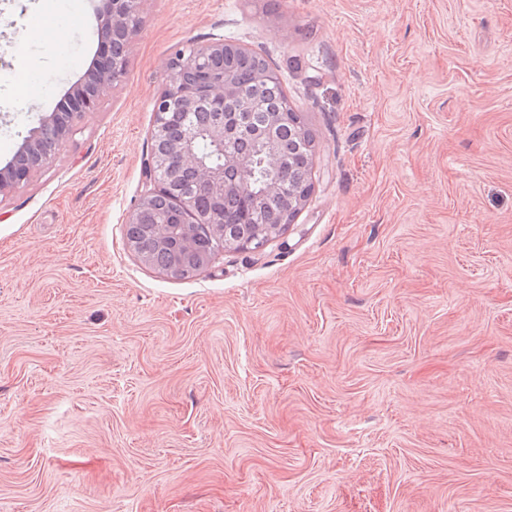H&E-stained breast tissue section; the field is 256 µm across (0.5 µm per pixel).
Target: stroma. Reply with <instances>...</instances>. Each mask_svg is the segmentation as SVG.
<instances>
[{
  "label": "stroma",
  "mask_w": 512,
  "mask_h": 512,
  "mask_svg": "<svg viewBox=\"0 0 512 512\" xmlns=\"http://www.w3.org/2000/svg\"><path fill=\"white\" fill-rule=\"evenodd\" d=\"M101 0H0V167ZM125 76L0 200V512H512V0H142ZM69 30L67 60L34 22ZM274 68L312 193L188 279L129 246L165 63ZM49 88L17 106V63Z\"/></svg>",
  "instance_id": "1"
}]
</instances>
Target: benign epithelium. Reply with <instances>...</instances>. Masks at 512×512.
Here are the masks:
<instances>
[{"label": "benign epithelium", "mask_w": 512, "mask_h": 512, "mask_svg": "<svg viewBox=\"0 0 512 512\" xmlns=\"http://www.w3.org/2000/svg\"><path fill=\"white\" fill-rule=\"evenodd\" d=\"M140 0H107L106 10L100 12L99 39L102 49L86 81L68 92V106L41 118L39 129L23 140L17 154L25 161L12 160L0 167V202L20 183L28 180L51 158L46 148L47 139L53 145L64 143L79 124L84 114L99 109L105 94L125 74L129 53L138 33L137 12ZM245 53L243 46L214 35L204 45L195 46L189 53L178 52L165 65V84L155 104L156 118L151 130L152 151L145 164L146 176L161 178L163 189L179 195L183 189L184 174L195 172V184L213 201V210L207 223L214 237L233 248L260 249L272 237L276 228L258 224L248 240H233L224 225V193L234 188L224 184V167L234 166L246 170L248 158L224 156V164L212 167L198 156L195 146L204 138L213 145L224 147V140L236 135L247 113L224 116V97L232 92L231 81L221 75L198 70L206 60L224 62V57ZM158 190L146 192L137 208L128 218L130 224L152 225V238L158 246L170 250L172 266L180 267L187 257L200 267L207 266L216 253L199 247L193 240L189 225L181 212L159 213L153 201ZM311 187L297 183L293 178L275 179L267 183L262 193L251 198L254 210L264 209L270 199L278 198L288 207V223H293L306 204Z\"/></svg>", "instance_id": "obj_1"}]
</instances>
